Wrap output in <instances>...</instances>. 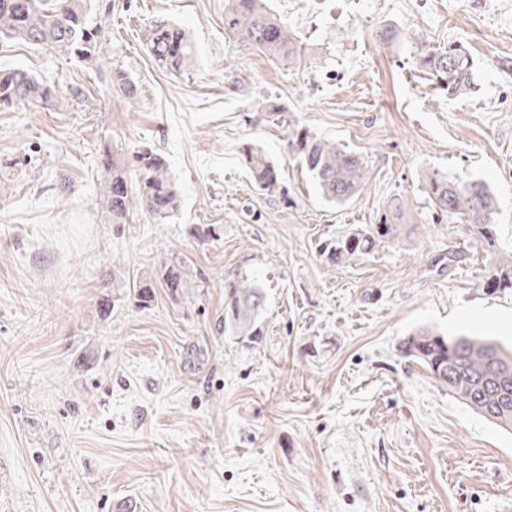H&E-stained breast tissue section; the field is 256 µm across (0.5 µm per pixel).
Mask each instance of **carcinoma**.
Instances as JSON below:
<instances>
[{"label": "carcinoma", "instance_id": "cac0c4a2", "mask_svg": "<svg viewBox=\"0 0 512 512\" xmlns=\"http://www.w3.org/2000/svg\"><path fill=\"white\" fill-rule=\"evenodd\" d=\"M88 11L87 0H0V35L57 48L90 62L100 47L101 30L89 26ZM224 31L247 48L274 59L296 53L295 38L288 26L270 12L265 0H227ZM146 49L156 65L168 72L178 74L192 66V46L176 24L156 26ZM419 65L429 80L450 97L476 89L473 59L462 43L420 49ZM50 97L51 89L24 69L0 73V106L30 107ZM287 130L288 154L306 169L326 201L345 204L363 188L368 172L360 155L292 124ZM241 152L255 186L269 194L277 191L279 171L263 151L245 144ZM101 168L107 223L127 224L138 211L160 222L177 211L179 188L160 154L147 149L138 152L133 179L124 162L109 151ZM421 187L435 213L463 224L478 245L494 254L481 287L493 294L511 289L512 254L499 249L497 201L489 187L479 180H453L438 170L422 172ZM408 235L406 205L399 202L382 215L380 223L349 229L323 243L320 252L328 262L339 265L396 245ZM157 279L174 296L187 279L185 266L163 265ZM120 292L141 309L151 306L155 298L151 281L126 282L120 285ZM266 310V288L257 276L237 269L224 273V335L238 343H259ZM399 352L401 357L424 365L440 387L476 413L504 430H512V381L506 382V401L499 386L489 379L496 368L512 370V351L486 338H448L420 328L401 341Z\"/></svg>", "mask_w": 512, "mask_h": 512}]
</instances>
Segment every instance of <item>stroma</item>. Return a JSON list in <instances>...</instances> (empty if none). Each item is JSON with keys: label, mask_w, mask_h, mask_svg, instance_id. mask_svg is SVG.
<instances>
[{"label": "stroma", "mask_w": 512, "mask_h": 512, "mask_svg": "<svg viewBox=\"0 0 512 512\" xmlns=\"http://www.w3.org/2000/svg\"><path fill=\"white\" fill-rule=\"evenodd\" d=\"M224 3L90 0L104 38L89 63L0 36V71L52 89L0 107V512H504L512 432L398 346L421 327L512 343V290L482 288L489 256L419 181L486 182L512 246V0H267L300 46L279 61L225 34ZM160 23L186 32L189 71L149 56ZM451 42L477 84L454 99L418 63ZM273 108L361 153L364 189L327 202ZM246 143L278 167V193L254 187ZM145 147L177 212L104 223V150L129 163ZM396 201L415 227L403 242L320 256ZM174 262L191 269L179 297L160 287L148 308L101 315L113 283ZM240 268L268 294L252 347L224 336V272Z\"/></svg>", "instance_id": "obj_1"}]
</instances>
